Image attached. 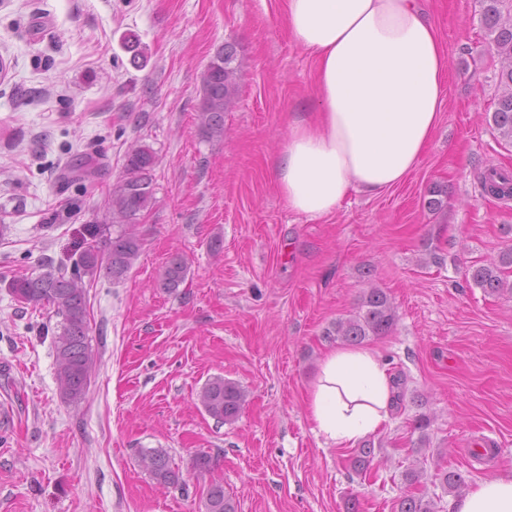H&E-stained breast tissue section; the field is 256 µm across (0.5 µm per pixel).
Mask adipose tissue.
<instances>
[{"label": "adipose tissue", "mask_w": 512, "mask_h": 512, "mask_svg": "<svg viewBox=\"0 0 512 512\" xmlns=\"http://www.w3.org/2000/svg\"><path fill=\"white\" fill-rule=\"evenodd\" d=\"M296 43L316 62L313 116L293 118L273 161L293 211L333 213L353 191L377 194L416 169L438 125L448 59L421 0H283ZM397 389L370 348L322 358L306 412L318 434L349 448L382 430ZM454 512H512V473L479 482Z\"/></svg>", "instance_id": "obj_1"}]
</instances>
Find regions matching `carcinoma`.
<instances>
[{
	"label": "carcinoma",
	"instance_id": "1",
	"mask_svg": "<svg viewBox=\"0 0 512 512\" xmlns=\"http://www.w3.org/2000/svg\"><path fill=\"white\" fill-rule=\"evenodd\" d=\"M482 23L486 36L495 46L500 58V85L502 92L491 114L493 128L499 137L512 144V7L505 0H480ZM234 51L229 45L217 51L209 62L202 80L201 126L209 137L224 136V113L234 104L238 88V71L232 66ZM155 152L147 145H133L124 156V177L112 186L107 199L105 217L110 224H88L85 246L71 267L60 266L39 274L14 278L7 288L21 303L33 308L50 306L61 317L60 328L53 338L56 357V376L64 400L77 402L86 395L97 360L90 345V326L87 310L85 278L99 274L113 280L123 278L132 268L142 248L141 239L132 227L114 229V224L130 222L150 208L154 201ZM482 192L491 197L512 198V177L506 171L491 167L480 181ZM188 265L184 257L176 255L166 264L159 285L167 291L178 288L186 279ZM466 281L486 293L512 292V246L506 247L497 258L464 273ZM397 322L396 307L381 288L364 291L356 311L345 319H338L326 336L358 345L364 341L392 332ZM205 411L221 422L234 421L246 401L245 391L234 382L215 376L200 392ZM431 419L425 413L415 415L413 429L418 431V445L429 442ZM150 475L163 485L181 480L179 468L163 448L140 450ZM375 456L374 443L367 441L353 459V466L365 471ZM442 488L459 493L465 487L462 475L443 470ZM397 512H436V503L425 495L407 494L398 504ZM206 512H236L233 501L224 494V486L212 483L205 498Z\"/></svg>",
	"mask_w": 512,
	"mask_h": 512
}]
</instances>
